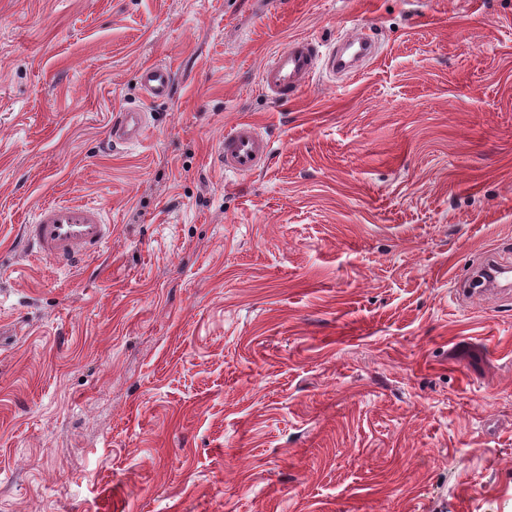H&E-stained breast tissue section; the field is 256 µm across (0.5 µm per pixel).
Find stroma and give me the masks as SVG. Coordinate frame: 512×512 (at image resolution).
<instances>
[{"label": "stroma", "mask_w": 512, "mask_h": 512, "mask_svg": "<svg viewBox=\"0 0 512 512\" xmlns=\"http://www.w3.org/2000/svg\"><path fill=\"white\" fill-rule=\"evenodd\" d=\"M364 23L374 62L263 94ZM241 120L250 177L214 162ZM74 200L112 237L59 269L22 227ZM490 254L512 0H0V512H512V292L455 293ZM320 70L336 73V47L324 55L308 37L290 38L260 70L261 87L271 102L288 103ZM138 85L146 100L151 103H165L173 95L174 71L168 64L144 65L138 71ZM140 106H127L112 122L109 137L114 143H130L140 141L145 133L146 121ZM271 144L255 123L240 121L217 144L215 159L224 172L247 177L263 170L271 156Z\"/></svg>", "instance_id": "stroma-1"}]
</instances>
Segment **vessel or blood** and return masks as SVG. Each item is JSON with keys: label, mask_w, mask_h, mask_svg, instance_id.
I'll return each instance as SVG.
<instances>
[{"label": "vessel or blood", "mask_w": 512, "mask_h": 512, "mask_svg": "<svg viewBox=\"0 0 512 512\" xmlns=\"http://www.w3.org/2000/svg\"><path fill=\"white\" fill-rule=\"evenodd\" d=\"M335 72L336 53H320L307 37L289 39L260 70L261 87L271 102L288 103L299 95L319 71ZM138 85L146 100L164 103L175 86L173 69L152 63L138 71ZM146 121L141 107L127 106L112 122L109 137L115 143L142 139ZM271 144L250 121L236 123L217 144L218 166L234 175L247 177L263 170L271 156ZM24 235L38 256L66 267L98 252L112 237L99 206L88 202L50 203L42 207Z\"/></svg>", "instance_id": "1"}]
</instances>
